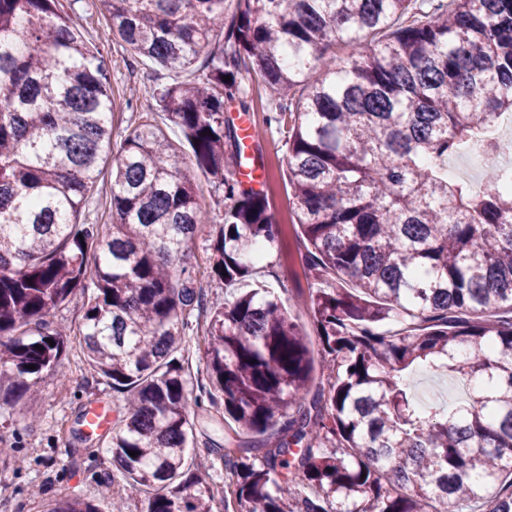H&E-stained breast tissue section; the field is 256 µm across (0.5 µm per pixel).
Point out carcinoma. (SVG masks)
I'll use <instances>...</instances> for the list:
<instances>
[{"label":"carcinoma","mask_w":512,"mask_h":512,"mask_svg":"<svg viewBox=\"0 0 512 512\" xmlns=\"http://www.w3.org/2000/svg\"><path fill=\"white\" fill-rule=\"evenodd\" d=\"M102 2L164 69L207 52L204 80L156 97L223 196L209 261L233 300L209 309L195 396L175 357L204 220L183 152L139 123L113 155L111 231L80 221L112 151L105 62L60 0H0V391L35 395L66 349L52 311L90 289L81 346L123 397L109 450L145 512H210L187 448L228 418L256 434H224L238 512H512V167L486 150L483 192L448 181V157L512 115V0H237L227 29L225 0ZM248 77L282 101L295 223L336 281L295 298L314 342L238 288L281 234L224 115L248 108ZM415 366L467 380L468 403L419 405ZM205 400L220 418L192 417ZM48 512L98 509L67 495Z\"/></svg>","instance_id":"obj_1"}]
</instances>
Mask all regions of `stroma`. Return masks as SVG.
Segmentation results:
<instances>
[{
    "label": "stroma",
    "instance_id": "35a3bbf8",
    "mask_svg": "<svg viewBox=\"0 0 512 512\" xmlns=\"http://www.w3.org/2000/svg\"><path fill=\"white\" fill-rule=\"evenodd\" d=\"M61 4L79 21L88 46L100 52L108 66L113 144H120L145 114L154 117L174 143H181L180 130L155 98L158 86L180 82V75L136 56L113 30L110 19L100 12L98 0H61ZM252 95L249 112H242L239 103L232 102L229 114L236 119L249 117L251 124L263 131L262 139L253 142L252 147L268 168L270 208L282 228L278 242L267 246L255 278L271 288L295 321L307 328L311 325L308 314L295 307L294 298L310 289L326 287L329 281L310 271L307 251L294 222L286 138L272 120L279 104L263 87H254ZM184 170L197 183L199 203L209 216L208 224L201 227L191 246V261L206 303H220L227 292L223 281L210 274L207 258L224 204L200 175L193 157H186ZM85 300L84 294H75L52 316L54 323L68 331L66 352L60 364L43 373L37 383L33 417H26L22 410L24 398L0 395V512H46L49 503L66 494L94 500L100 512H111L112 498L117 495L123 500L124 512H145L143 497L128 489L113 464L107 437L89 435L83 428L86 408L102 407L116 419L123 414L122 399L111 382L93 372L84 360L79 341ZM190 321L181 362L193 383L204 385L208 378L203 340L209 319L197 311ZM223 441V431L205 426L197 430L193 447L194 454L209 457L212 463L203 481L212 512H224L233 504L225 484L224 463L209 453L212 444Z\"/></svg>",
    "mask_w": 512,
    "mask_h": 512
}]
</instances>
